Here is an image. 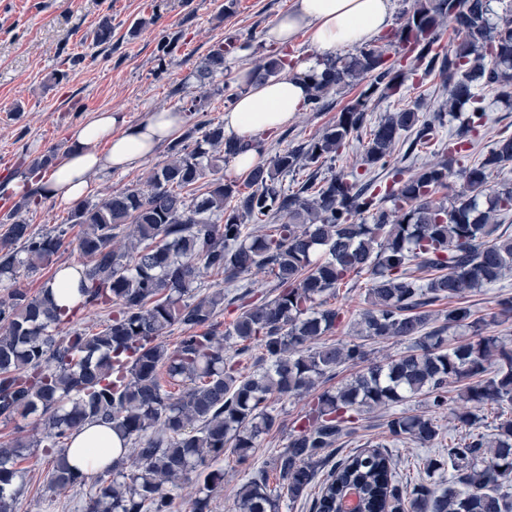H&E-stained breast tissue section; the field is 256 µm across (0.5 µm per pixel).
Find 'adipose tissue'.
<instances>
[{"label": "adipose tissue", "instance_id": "ef3b65f1", "mask_svg": "<svg viewBox=\"0 0 512 512\" xmlns=\"http://www.w3.org/2000/svg\"><path fill=\"white\" fill-rule=\"evenodd\" d=\"M392 0H291L287 11L267 29L264 40L282 60L278 76L256 80L250 69H235L230 79L240 93L224 111V131L241 140L273 134L288 126L309 97L303 64L290 61V50L308 40L318 53L364 45L393 25ZM190 112L150 113L137 124L121 112L96 110L67 132V148L52 168L11 177V195L37 193L64 205H75L91 194L92 177L102 171L126 172L140 166L160 146L180 139L193 121ZM118 445L111 428L87 426L75 434L68 451L73 468L96 474L110 465Z\"/></svg>", "mask_w": 512, "mask_h": 512}]
</instances>
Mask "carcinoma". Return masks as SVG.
<instances>
[{"label":"carcinoma","instance_id":"obj_1","mask_svg":"<svg viewBox=\"0 0 512 512\" xmlns=\"http://www.w3.org/2000/svg\"><path fill=\"white\" fill-rule=\"evenodd\" d=\"M492 0H413L395 33L414 55L413 70L438 72L446 98L435 118L462 119L458 142L440 162L396 178L385 189L393 212L382 206L374 180L355 173L318 178L366 119L367 103L379 92L400 93L409 74L388 62L377 47L330 59L304 79L311 84L307 107L322 110L331 92L368 80L356 101L308 141L276 154L253 170L248 191L217 176L220 164L252 145L224 138V126L199 119L191 145L170 148L171 160L150 171L147 188L127 187L95 203H79L69 223L82 226L78 262L89 285L79 289L80 308L115 306L94 332L74 328L63 341L52 327L61 322L44 289L36 295L13 288L0 301V420L40 414L41 428L0 444V512H15L21 463L32 448L53 456L47 490L85 482L70 466L65 444L87 423H105L120 441L112 469L94 476L84 512H171L172 490L181 480L202 481L203 496L191 512H212L211 493L223 483L209 465L231 450L249 461L256 440L276 422L271 403L317 389L346 362L367 358L364 342L409 340L408 350L372 363L350 383L316 394L274 470L278 485L258 470L243 484L235 512H280L316 486L326 453L351 434L353 415L386 409L416 396L439 411L448 405V385L472 410L457 416L472 429L486 405L512 406V346L487 333L489 321L475 316L467 294L512 277V235L497 234L512 214V183L488 185V175L512 164V136L493 141L481 161L462 170L463 189L448 187L453 153L481 125L484 96L497 92L512 104V9L497 13ZM456 38L439 45L444 22ZM224 72V44L209 51L199 77ZM435 125L413 109L386 112L369 132L364 164L386 168L404 132L411 144H429ZM310 170L297 190L282 177ZM22 201L0 219V283L51 264L66 231L35 234L18 217ZM398 215L395 224L391 214ZM284 216L274 232L251 224ZM254 268L277 281L274 298L243 307L225 329L215 317L234 303L224 288L193 298L204 275L234 282ZM370 277L369 308L354 323V340L327 343L340 309L324 296L361 273ZM448 301L441 325L428 328L424 307ZM183 330L174 347L164 342ZM257 341L262 365L242 373L225 344ZM395 439L432 446L441 427L421 414L388 421ZM136 468L127 469V452ZM427 479L399 478L387 451H359L343 460L314 499L315 512H337L345 490L356 486L364 512H512V416L493 433L470 432L424 460ZM448 480H443V474Z\"/></svg>","mask_w":512,"mask_h":512}]
</instances>
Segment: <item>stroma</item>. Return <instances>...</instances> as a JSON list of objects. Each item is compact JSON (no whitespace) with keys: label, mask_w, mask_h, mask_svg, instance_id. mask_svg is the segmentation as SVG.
<instances>
[{"label":"stroma","mask_w":512,"mask_h":512,"mask_svg":"<svg viewBox=\"0 0 512 512\" xmlns=\"http://www.w3.org/2000/svg\"><path fill=\"white\" fill-rule=\"evenodd\" d=\"M155 2L0 0V214L15 206L14 199L3 190L6 177L29 169L33 160L62 152L67 130L85 121L90 111L112 109L124 113L128 122L137 123L149 113L179 110L194 99L207 119L222 123L228 102L221 89L229 80V72L242 67L263 72L272 55L263 34L290 4V0H166L156 24L132 31L135 21L151 16ZM106 15L112 18V41L99 46L89 33ZM220 41L230 45L224 54L223 72L199 80L204 57ZM360 92L357 86L341 88L330 96L322 111L304 110L276 135L261 136L263 161L318 135ZM442 100L439 75L419 73L407 81L401 94L373 96L367 119L372 122L383 113L406 107L429 119ZM485 105V126L474 135L467 151L455 156L456 172L448 180L451 192L463 187L461 169L477 163L496 138L512 135V107L501 103L492 92L486 93ZM456 127L453 121L438 127L435 139L425 149H410V136H403L392 152V167L410 175L440 161L448 151V134ZM169 159V150L164 147L137 169L96 175L92 200L142 186L148 172L164 166ZM369 285L368 274H360L352 287L340 288L331 298V305L342 308L345 317L328 334V341L352 340V324L366 307ZM310 400L305 394L274 402L277 422L257 439L250 468L272 470ZM389 418L385 409L360 414L351 435L338 450L330 452L328 464H335L355 449H372L384 443L402 480L422 479L424 473L417 462L429 456V449L409 439L391 441ZM23 467L24 486L17 512H81L90 485L49 494L46 480L52 459L39 448L33 449Z\"/></svg>","instance_id":"stroma-1"}]
</instances>
